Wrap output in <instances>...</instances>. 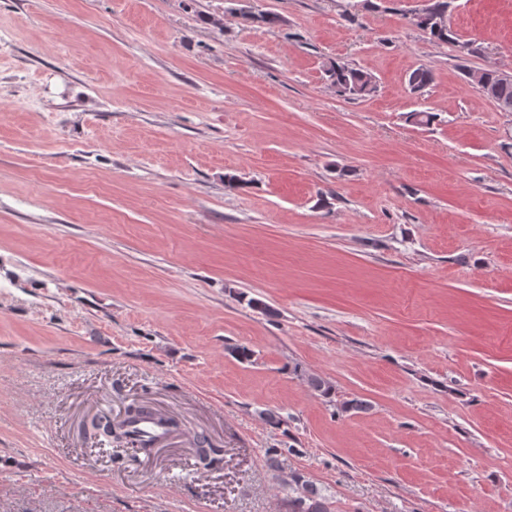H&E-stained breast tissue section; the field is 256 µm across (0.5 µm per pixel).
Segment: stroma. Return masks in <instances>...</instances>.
<instances>
[{"instance_id": "obj_1", "label": "stroma", "mask_w": 512, "mask_h": 512, "mask_svg": "<svg viewBox=\"0 0 512 512\" xmlns=\"http://www.w3.org/2000/svg\"><path fill=\"white\" fill-rule=\"evenodd\" d=\"M257 4L0 0V512H512V112L461 74L512 0H451L466 57L415 0ZM133 403L147 454L92 427ZM411 24L423 31L426 35H428L429 39L438 43V44H452V45H458L459 38L457 37V34L451 27V23L449 18H447V21L441 25V26H435V25H428V21H417L412 18H410ZM325 73L330 85L338 93L349 98H366L375 91L371 74L361 69L340 62H331ZM349 90L354 92L353 96H350ZM287 505L288 512H335L331 498L297 473L288 476Z\"/></svg>"}]
</instances>
